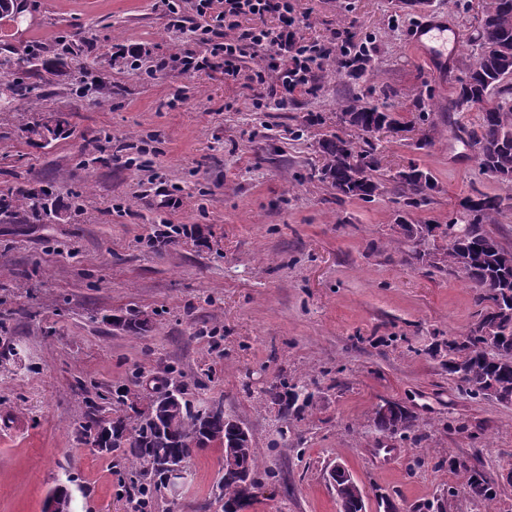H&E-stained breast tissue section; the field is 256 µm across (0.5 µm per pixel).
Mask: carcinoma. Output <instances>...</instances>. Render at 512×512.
I'll return each mask as SVG.
<instances>
[{"label": "carcinoma", "instance_id": "obj_1", "mask_svg": "<svg viewBox=\"0 0 512 512\" xmlns=\"http://www.w3.org/2000/svg\"><path fill=\"white\" fill-rule=\"evenodd\" d=\"M471 45L477 51L475 63L461 81L458 97L488 102L491 93L497 100L482 108V121L469 133L473 145L482 146L484 163L493 177L512 191V86L504 84L505 69L512 70V0H483L482 16ZM32 63L30 54L0 58V72L11 76L3 83L4 91L13 99L33 102L41 98L40 86L24 77ZM343 124L358 132L355 140L339 134L328 135L316 142V151L324 163L318 170L321 181L336 189V194L369 201L379 188L378 162L372 133L382 125H396L398 120L386 107L372 105L353 97L340 112ZM407 207H418L429 197L432 177L411 165L392 177ZM504 198L480 193L467 198L462 209L468 218L450 219L457 225L456 241L448 246L413 250L410 259L440 271H451L478 291L479 304L492 303L495 310L486 312L460 341L448 344L447 368L456 376L461 387L473 397L491 394L501 401L512 402V248L505 246L487 227L491 215L501 208ZM24 208L36 221L55 215L52 192L36 191L17 184L0 192V212L11 204ZM401 234L417 245L440 236L439 224L399 225ZM151 328L149 316L132 310L119 318L117 329L134 336H143ZM491 328L499 346L497 359L485 360L479 351L484 341L480 333ZM173 371L158 380L152 391L134 396L130 409L133 415L114 414L106 419L100 409L90 406V412L80 434L90 448L107 449V453L132 467L135 474L132 512H150L157 492L167 490L162 464L180 460L191 454L190 441L196 436L208 442L218 441L224 447V460L233 461L251 476L245 483L231 472H225L217 485L216 500L224 512H238L249 506L258 485L256 448L252 436L238 435V420L220 410L223 403L215 402L219 410L204 413L206 405L197 407L185 399L182 388L170 385ZM271 397L281 403L283 420L300 417L312 406L313 393L304 387L281 384L269 390ZM373 422L384 437H406L418 431L416 417L397 404L387 414L374 410ZM463 490L472 497L491 505L497 491L482 473L466 465ZM346 512H359V489L349 480L338 482Z\"/></svg>", "mask_w": 512, "mask_h": 512}]
</instances>
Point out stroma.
Segmentation results:
<instances>
[{"label": "stroma", "mask_w": 512, "mask_h": 512, "mask_svg": "<svg viewBox=\"0 0 512 512\" xmlns=\"http://www.w3.org/2000/svg\"><path fill=\"white\" fill-rule=\"evenodd\" d=\"M22 5L29 40L0 41V56L38 43L50 58L63 36L79 49L55 73L31 68L47 98L0 107V189L52 188L59 210L40 223L0 213V512H44L63 483L77 512H130L124 468L78 439L87 389L97 383L103 409L123 413L121 387L170 368L188 399L222 401L251 432L260 469L247 512H338L328 472L339 463L365 488L366 512H384V496L397 512H484L461 492L459 462L498 480L492 510L512 512V403L468 396L446 369L449 341L479 317L476 293L408 261L397 227L447 223L480 191L504 196L489 225L512 246V192L480 171L468 143L481 112L452 106L475 61L482 0H432L461 36L444 75L412 42L421 11L400 0H295L307 38L348 29L370 66L354 80L329 58L316 94L262 112L218 73L111 66L116 42L157 55L193 47L159 0ZM355 95L399 116L400 129L379 133L377 158L385 171L431 174L421 207L404 208L388 181L365 202L319 180L314 144L353 137L340 112ZM50 112L68 117L70 136L31 142L26 123ZM107 135L120 156L95 150ZM161 224L172 237L152 243ZM132 310L151 318L146 335L109 324ZM283 379L313 392L304 416L283 420L270 400ZM385 401L416 416L421 441L384 442L373 411ZM187 464L181 497L155 512H221L223 449Z\"/></svg>", "instance_id": "obj_1"}]
</instances>
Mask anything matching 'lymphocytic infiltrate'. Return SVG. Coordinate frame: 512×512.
I'll list each match as a JSON object with an SVG mask.
<instances>
[{
  "instance_id": "1",
  "label": "lymphocytic infiltrate",
  "mask_w": 512,
  "mask_h": 512,
  "mask_svg": "<svg viewBox=\"0 0 512 512\" xmlns=\"http://www.w3.org/2000/svg\"><path fill=\"white\" fill-rule=\"evenodd\" d=\"M194 8L200 19L194 28L197 49L155 58V69L218 70L228 81L248 79L257 90L253 106L259 111L271 101L284 104L295 94L315 93V75L325 61L354 50L350 39L338 35L326 45L307 40L294 18L293 0H194ZM269 15L278 18L277 27L265 26ZM260 51L265 68L243 74L244 58Z\"/></svg>"
}]
</instances>
